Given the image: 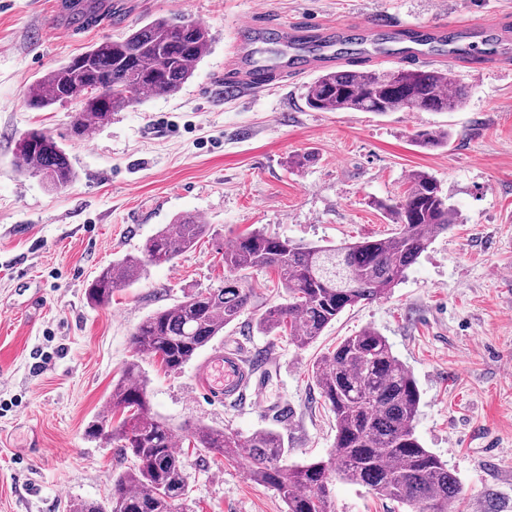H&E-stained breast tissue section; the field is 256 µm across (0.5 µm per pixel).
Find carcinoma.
Wrapping results in <instances>:
<instances>
[{
	"instance_id": "1",
	"label": "carcinoma",
	"mask_w": 512,
	"mask_h": 512,
	"mask_svg": "<svg viewBox=\"0 0 512 512\" xmlns=\"http://www.w3.org/2000/svg\"><path fill=\"white\" fill-rule=\"evenodd\" d=\"M208 29L198 23L156 18L121 39H105L29 85L28 105L47 108L63 98H78L71 132L110 121L112 113L150 96L178 92L207 54ZM468 97L447 69L334 70L306 87V106L318 112H455ZM415 143L433 150L448 144L445 129H420ZM21 171L51 188L75 178L69 156L55 139L31 130L16 142ZM387 210L395 232L389 237L340 246L297 244L252 230L224 248V287L195 291L145 318L132 334L135 359L112 384L108 406L86 429L131 458L132 465L112 479L102 501L79 500L70 512H186L187 475L176 449L178 430L158 417L148 396L139 359L151 358L167 372L192 361L224 328L235 322L253 298L242 287L252 270L276 275L284 302L267 309L257 328L272 333L286 328L306 348L345 309L387 297L432 240L455 220L440 182L419 171ZM208 225L179 216L146 240L141 254H127L103 267L86 289L88 302L107 305L112 294L140 281L149 266L173 263L206 233ZM321 398L336 419L330 458L290 465L281 435L265 429L242 436L207 424L190 427L196 447L247 461L258 485L278 492L286 512H330L333 479L367 488L376 496L406 505L410 512H459L462 488L448 464L424 448L414 422L420 391L394 355L385 336L367 327L344 338L312 366Z\"/></svg>"
}]
</instances>
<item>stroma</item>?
<instances>
[{
	"mask_svg": "<svg viewBox=\"0 0 512 512\" xmlns=\"http://www.w3.org/2000/svg\"><path fill=\"white\" fill-rule=\"evenodd\" d=\"M51 0H0V512H68L77 499L101 500L127 466L118 448L85 434L133 357L132 334L154 312L195 290L224 285V249L262 228L297 244H342L387 237L378 209L398 198L413 172L432 174L458 212L389 297L343 311L310 346L287 333H261L256 322L281 303L274 274L253 271L251 304L217 337L243 359L262 358L253 382L266 407L217 402L194 385V364L167 374L146 359L154 411L177 426L205 423L249 435L281 433L289 462L328 460L333 413L311 379V366L341 339L372 327L415 378L414 423L424 448L446 461L465 498L464 512H512V74L454 68L468 89L454 112H315L305 105L313 74L240 99L217 76L232 59L233 25L255 19L269 30L251 47L270 64L290 57L277 24H348L349 42L364 23L380 26L365 44L392 56L414 44L421 26L457 18L498 21L512 32V0H122L65 37L68 21ZM206 26L208 54L172 95L151 97L94 127L70 134L77 101L30 108L25 89L104 39L153 19ZM449 131L446 147L426 150L412 135ZM51 134L75 178L62 191L19 171L17 139ZM307 155L294 165L295 155ZM191 214L208 233L169 265L90 305L86 288L99 269L139 253L163 225ZM39 439L44 456L29 453ZM179 447L192 512H285L277 491L257 485L245 460ZM333 512H407L362 486L332 484Z\"/></svg>",
	"mask_w": 512,
	"mask_h": 512,
	"instance_id": "35a3bbf8",
	"label": "stroma"
}]
</instances>
